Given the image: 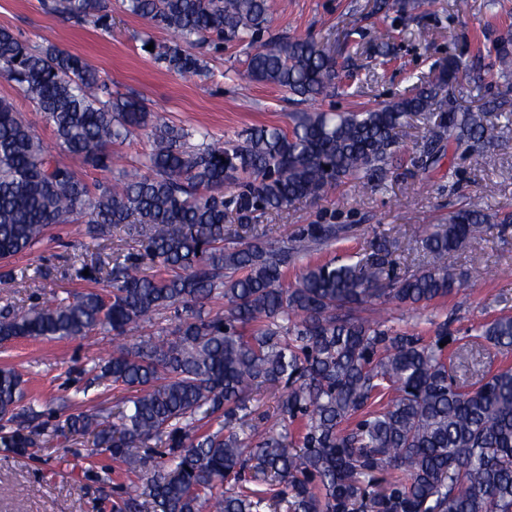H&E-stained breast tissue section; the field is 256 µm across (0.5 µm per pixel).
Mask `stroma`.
<instances>
[{
    "label": "stroma",
    "mask_w": 512,
    "mask_h": 512,
    "mask_svg": "<svg viewBox=\"0 0 512 512\" xmlns=\"http://www.w3.org/2000/svg\"><path fill=\"white\" fill-rule=\"evenodd\" d=\"M45 0H0V26L30 44L50 43L85 58L114 91L144 99L160 121L188 131L205 130L224 140L258 126L290 127V113L318 108L352 112L362 106L391 101L416 83L432 79L450 57L474 61L487 73L482 84L462 82L450 87L453 104L468 106L507 96L498 112L496 132L502 141L486 164L472 169L460 156H445L438 170L417 163L426 132L411 122L399 135V148L386 174L357 182L347 180L331 194L307 199L283 212L254 214L248 223H234L239 236L256 233L282 240L307 224H336L345 234L317 247L306 261L317 264L338 256L365 254L379 238L392 244L396 268L417 263L422 255L415 236L425 225L447 219L449 212L481 194L490 211L512 213V72L501 73L486 48L512 32V0H268L272 37H305L333 47L351 77L318 104L299 101L279 87L244 77L250 51L242 42L225 43L208 52L207 76L186 79L143 48L169 44L168 31L128 13L122 0H111L112 27L79 24L50 12ZM391 29L387 43L379 28ZM0 98L12 102L47 150H56L50 125L28 99L0 78ZM84 224H57L31 251L15 256L17 273L34 275L24 298L0 282V308L23 300L41 302L63 291L87 289L75 273L73 260L90 246ZM456 266L466 278L447 300L418 309L391 306L394 325L417 328L432 336L436 322L452 319L458 335L486 321L512 316V223L490 224L459 251ZM112 353L111 337L102 334L72 338H21L0 344V365L18 369L37 404L54 410L55 420L72 414L109 409L126 392L92 384L88 368ZM139 464L118 463L106 453H92L86 443L56 438L34 455L0 447V512H112V504L130 483L144 477Z\"/></svg>",
    "instance_id": "stroma-1"
}]
</instances>
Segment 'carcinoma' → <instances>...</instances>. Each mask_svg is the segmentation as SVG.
<instances>
[{"instance_id": "1", "label": "carcinoma", "mask_w": 512, "mask_h": 512, "mask_svg": "<svg viewBox=\"0 0 512 512\" xmlns=\"http://www.w3.org/2000/svg\"><path fill=\"white\" fill-rule=\"evenodd\" d=\"M126 11L174 33L158 53L182 77L207 73L205 53L247 41L252 81L315 99L341 81L336 54L310 39L263 42L267 0H124ZM66 18L110 27L109 0H51ZM512 64V32L493 45ZM0 76L35 104L57 150L0 99V262L31 250L54 224L76 218L93 240L121 229L146 252L105 264L78 255V277L108 291L66 292L0 309V344L18 338L112 335V356L94 381L134 394L117 410L49 423L26 400L24 380L0 366V446L45 448L58 436L84 439L112 459L150 473L113 512H512V368L457 377L461 351L448 320L428 341L383 316L359 315L390 301L416 308L462 287L454 254L482 225L512 222L473 195L420 235L426 266L395 272L383 244L352 262L288 266L336 240L334 224H308L281 241L232 240L228 221L283 211L346 179L385 173L399 129L430 122L419 152L436 169L447 150L485 164L498 136L495 106L444 109L448 87L470 77L450 59L431 81L357 112H296L292 127L260 126L241 140H215L156 119L145 101L112 92L83 58L31 45L0 27ZM143 130L150 152L90 185L75 170L112 163V145ZM237 191L226 195L224 186ZM89 275H83V272ZM22 293L32 278L1 271ZM222 301L210 314L206 305ZM188 315L169 334L128 344V332L177 306ZM475 343L512 349V317L482 324ZM263 386L281 389L279 423L252 407Z\"/></svg>"}]
</instances>
